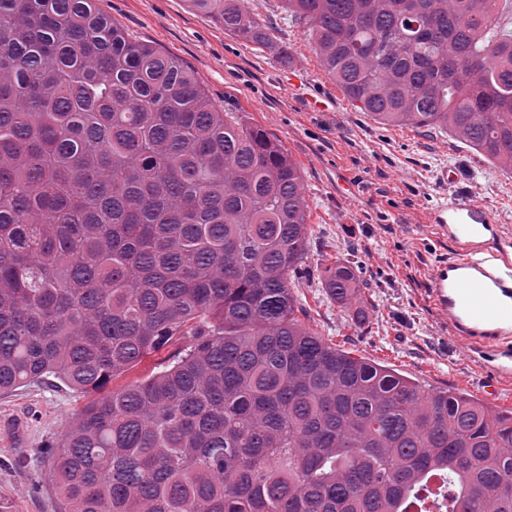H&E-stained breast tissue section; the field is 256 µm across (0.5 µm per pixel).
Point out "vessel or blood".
Returning a JSON list of instances; mask_svg holds the SVG:
<instances>
[{"mask_svg":"<svg viewBox=\"0 0 512 512\" xmlns=\"http://www.w3.org/2000/svg\"><path fill=\"white\" fill-rule=\"evenodd\" d=\"M452 246L431 273V293L464 357L486 374L488 392L512 382V254L504 248L496 214L465 197L436 205L430 214Z\"/></svg>","mask_w":512,"mask_h":512,"instance_id":"vessel-or-blood-1","label":"vessel or blood"}]
</instances>
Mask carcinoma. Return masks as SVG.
<instances>
[{"instance_id": "carcinoma-1", "label": "carcinoma", "mask_w": 512, "mask_h": 512, "mask_svg": "<svg viewBox=\"0 0 512 512\" xmlns=\"http://www.w3.org/2000/svg\"><path fill=\"white\" fill-rule=\"evenodd\" d=\"M285 55L242 0H187ZM384 125L512 173L501 0H281ZM300 167L96 0H0V392H100L46 446L59 512H512V410L305 324ZM360 266L324 270L363 325ZM184 341L141 381L105 391Z\"/></svg>"}]
</instances>
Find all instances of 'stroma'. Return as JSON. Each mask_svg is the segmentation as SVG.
I'll list each match as a JSON object with an SVG mask.
<instances>
[{
  "mask_svg": "<svg viewBox=\"0 0 512 512\" xmlns=\"http://www.w3.org/2000/svg\"><path fill=\"white\" fill-rule=\"evenodd\" d=\"M132 38L170 52L191 68L211 99L242 124L277 139L299 165L309 202L306 272L294 293L305 323L327 343L394 368L429 390L462 392L496 408L512 399L482 387L481 370L461 356L462 342L444 322L430 291L434 264L452 249L428 213L463 196L495 212L512 240V174L448 132L382 125L361 112L324 73L305 23L278 0H244L288 58L225 34L186 0H99ZM335 98L309 110L310 96ZM454 185L438 184L441 170ZM360 260L368 313L357 325L321 283L325 266ZM90 397L60 384L0 392V512H57L49 482H36L41 450L56 440Z\"/></svg>",
  "mask_w": 512,
  "mask_h": 512,
  "instance_id": "stroma-1",
  "label": "stroma"
}]
</instances>
